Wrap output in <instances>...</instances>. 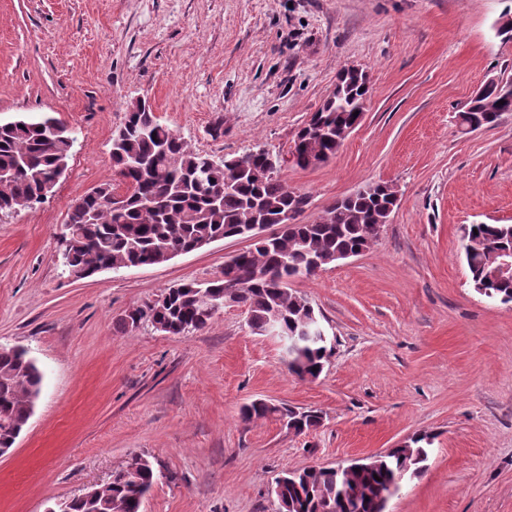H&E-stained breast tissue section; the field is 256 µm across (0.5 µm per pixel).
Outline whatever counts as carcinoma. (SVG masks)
Wrapping results in <instances>:
<instances>
[{"label": "carcinoma", "mask_w": 512, "mask_h": 512, "mask_svg": "<svg viewBox=\"0 0 512 512\" xmlns=\"http://www.w3.org/2000/svg\"><path fill=\"white\" fill-rule=\"evenodd\" d=\"M364 73L338 74L336 89L297 132L301 145L291 150L293 165L308 169L339 152L344 130L362 109ZM504 104H498V101ZM512 114V79L488 86L471 98L457 116L464 125L481 129ZM49 139L40 121L24 116L0 122V170L12 169L20 157L27 171L0 188V213L30 208L43 202L45 187L56 186L61 164L69 163L67 126ZM112 142V163L127 190L117 193L105 183L77 197L69 206L61 237L63 266L71 276L90 277L102 268L159 265L174 251L189 253L213 241L238 238L250 224L281 226L279 234L254 243L224 263L214 280L181 283L158 299L131 308L117 329L133 330L136 320L183 336L204 329L210 311L224 305V293L248 312L250 328L264 333L272 323L297 340L288 355V372L301 379L317 378L328 358L327 346L307 338L320 321L303 296L286 287L289 278L316 274L336 263V254H359L377 241L378 226L388 222L397 207L386 182H374L354 195L343 196L324 214L307 224H284L281 216L299 214L307 196L268 167L264 149L215 160L194 150L162 124L152 106L128 112ZM235 182L224 192V181ZM462 249L474 290L504 305L512 304V277L493 274V253L512 250V224H472L462 233ZM43 374L23 348L0 349V448H11L28 425ZM274 416L292 423L302 434L320 425L321 412L285 403L253 401L242 409V420ZM434 436L418 433L405 447L366 459L359 470L307 467L286 472L275 481L282 512H377V500L392 486L400 487L419 475L428 460ZM159 475L144 456H134L112 472L105 483L57 504L50 512H140Z\"/></svg>", "instance_id": "carcinoma-1"}]
</instances>
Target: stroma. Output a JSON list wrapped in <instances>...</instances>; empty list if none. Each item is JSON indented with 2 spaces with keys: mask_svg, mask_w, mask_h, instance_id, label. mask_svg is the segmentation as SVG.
Here are the masks:
<instances>
[{
  "mask_svg": "<svg viewBox=\"0 0 512 512\" xmlns=\"http://www.w3.org/2000/svg\"><path fill=\"white\" fill-rule=\"evenodd\" d=\"M512 0H0V121L49 114L73 131L66 175L38 205L0 213V348L28 350L41 397L0 455V512H48L132 456L162 477L141 512H278L276 477L379 455L433 434L424 471L388 512H512V304L471 286L468 224H512V115L462 133L456 114L486 80L512 77L497 33ZM363 70L371 97L334 158L306 170L298 129ZM215 158L263 145L321 216L387 181L399 205L365 252L289 280L333 352L289 374L277 341L225 307L171 336L125 312L166 288L220 277L245 249L215 241L171 261L73 279L57 262L72 200L117 183L112 135L136 98ZM256 399L313 408L295 434L242 422Z\"/></svg>",
  "mask_w": 512,
  "mask_h": 512,
  "instance_id": "obj_1",
  "label": "stroma"
}]
</instances>
